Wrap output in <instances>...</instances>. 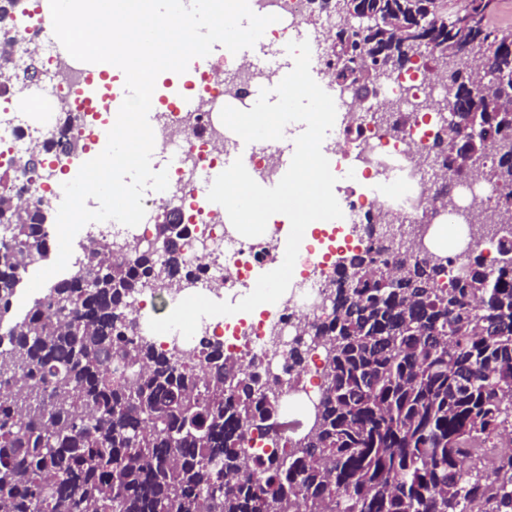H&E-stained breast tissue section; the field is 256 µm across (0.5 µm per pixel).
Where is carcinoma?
<instances>
[{"label":"carcinoma","instance_id":"1","mask_svg":"<svg viewBox=\"0 0 512 512\" xmlns=\"http://www.w3.org/2000/svg\"><path fill=\"white\" fill-rule=\"evenodd\" d=\"M424 0H340V44L364 76L389 60L448 67L437 157L456 165L454 121L471 132V168L512 211V29L488 23L491 0L448 17ZM493 55L486 86L456 55ZM458 111H451V106ZM49 209L0 193V321L28 268L47 257ZM497 258L451 267L433 252L390 264L400 236L336 266L329 317L288 352L289 380L322 353L323 394L300 438L278 432L276 385L218 341L196 354L126 338L130 299L181 269L140 246L103 243L87 267L36 298L0 336V512H512V447L483 448L512 420V224L493 225ZM271 444L263 457L253 436Z\"/></svg>","mask_w":512,"mask_h":512}]
</instances>
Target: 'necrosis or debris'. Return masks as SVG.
Returning a JSON list of instances; mask_svg holds the SVG:
<instances>
[{
    "instance_id": "1",
    "label": "necrosis or debris",
    "mask_w": 512,
    "mask_h": 512,
    "mask_svg": "<svg viewBox=\"0 0 512 512\" xmlns=\"http://www.w3.org/2000/svg\"><path fill=\"white\" fill-rule=\"evenodd\" d=\"M250 7L257 14L277 17L264 32L267 46L303 41L312 13L310 0H250ZM0 42L8 44V66L18 74L29 63L30 48H37L45 76L41 86L22 98L14 91L0 90V169L10 172L9 179L0 182V192L21 194L33 208L52 206L75 162L64 151V143L77 139L83 151L97 149L112 127L110 94H98L95 111H83L80 93L91 84L90 72L55 37L42 0H30L24 16L7 31H0ZM268 79V73L234 54L204 57L189 87L197 110L185 112L179 104H169L162 119L153 125V154L168 171V189L145 191L147 218L137 226L113 220L93 223L90 240L133 243L148 237L151 215L162 210L179 214L182 267L190 275L191 286L180 288L158 279L149 286V296L163 295L174 305L194 293L233 304L255 266L273 259L268 241L230 232L222 211L209 208L199 191L208 172L223 170L224 153L231 146L214 113L229 101L238 109H251L256 88ZM447 93V79L438 78L423 57L411 69L378 84L369 104L358 102L350 92H338L337 108L344 119L330 150L336 156V174L346 184L338 188L336 198L344 220L361 231L355 238H336L338 248L361 251L369 240V230L382 223L407 228L448 225L453 232L446 251L454 259L462 253L467 234L463 215L476 219L493 209L495 190L477 176L454 181L448 206L433 208L431 198L442 170L427 166L426 161L432 153V129L438 124L436 110L416 109L397 129L371 119L374 110L402 105L420 95L434 100ZM31 154L40 157L38 174L13 169V161ZM335 278V269L309 250L301 253L297 275L275 312L249 321L232 315L205 317L189 340L176 331L153 337L159 348L175 345L188 353L196 352L202 341L221 342L225 354L244 358L262 379L282 381L288 377V348L301 328L325 319L327 295L335 287ZM320 366V352H310L303 383L286 393L280 418L289 428H296L320 398Z\"/></svg>"
}]
</instances>
